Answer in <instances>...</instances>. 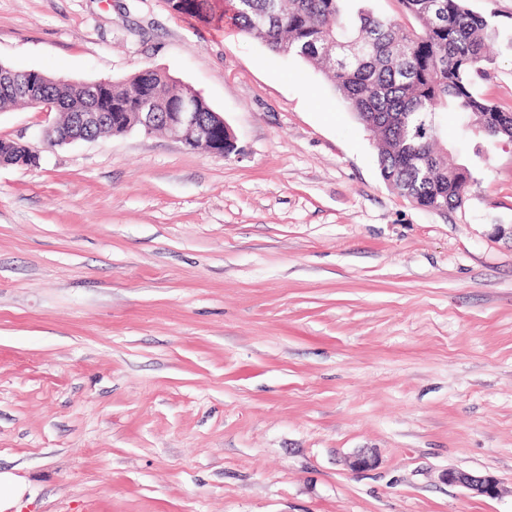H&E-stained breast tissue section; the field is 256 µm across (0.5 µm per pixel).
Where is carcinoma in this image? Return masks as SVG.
<instances>
[{
    "instance_id": "obj_1",
    "label": "carcinoma",
    "mask_w": 512,
    "mask_h": 512,
    "mask_svg": "<svg viewBox=\"0 0 512 512\" xmlns=\"http://www.w3.org/2000/svg\"><path fill=\"white\" fill-rule=\"evenodd\" d=\"M364 0H224V23L269 51L320 67L332 90L359 124L376 133L383 180L401 196L432 212L456 211L467 201L472 172L450 164L437 147L439 116L459 115L462 130L490 144L512 142V111L491 104L476 79L493 63L491 17L466 0H397L402 18L377 15ZM208 0H176L175 12L200 14ZM41 88L68 128L77 112L138 111L145 93L155 111L174 112L192 94L165 71L153 69L111 81L87 100L51 76ZM0 159L26 165L27 145L0 139Z\"/></svg>"
}]
</instances>
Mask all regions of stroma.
Returning a JSON list of instances; mask_svg holds the SVG:
<instances>
[{
  "mask_svg": "<svg viewBox=\"0 0 512 512\" xmlns=\"http://www.w3.org/2000/svg\"><path fill=\"white\" fill-rule=\"evenodd\" d=\"M490 77L512 110V0ZM166 0H0V62L68 81L160 68L242 156L171 134L0 167V471L12 512H512V143L440 142L464 208L388 187L323 73ZM375 467L351 468L361 449ZM489 473L496 497L447 484ZM26 491L24 481L10 472H0V511L7 512Z\"/></svg>",
  "mask_w": 512,
  "mask_h": 512,
  "instance_id": "1",
  "label": "stroma"
}]
</instances>
